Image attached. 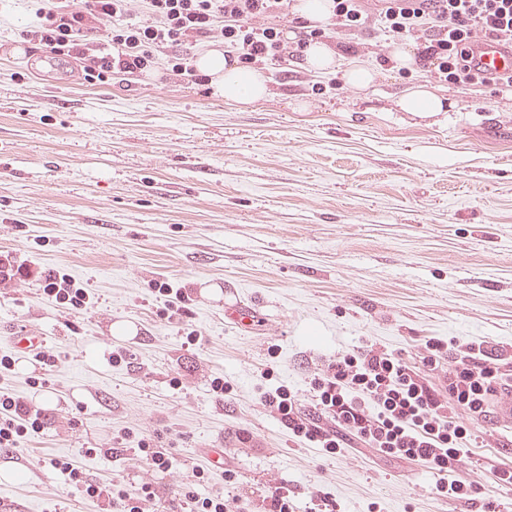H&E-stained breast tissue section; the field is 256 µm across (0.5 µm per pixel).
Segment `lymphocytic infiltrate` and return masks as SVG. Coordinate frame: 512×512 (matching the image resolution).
<instances>
[{
  "mask_svg": "<svg viewBox=\"0 0 512 512\" xmlns=\"http://www.w3.org/2000/svg\"><path fill=\"white\" fill-rule=\"evenodd\" d=\"M376 17L385 31L402 39L424 30L428 38L415 62L431 76L468 87L512 88V76H488L474 63L480 42L512 43V0H378ZM327 24L310 30L313 39L355 34L370 18L363 0H333ZM288 0H144L146 20H128L130 0H44L37 25L26 36L55 55L93 59L91 79L137 74L157 55L169 57L175 75L193 81L188 57L178 51L196 37H219L246 67L300 56L288 46L278 20ZM39 276L43 292L71 312L87 308L90 295L68 274H40L0 258V285ZM313 404L281 385L261 394L262 404L300 441L338 455L354 442L379 454L422 463L436 478V495L469 500L476 491L457 478L462 456L479 438L502 396L512 394V361L489 356L483 346L452 337L429 338L418 362L369 344L337 354L309 381ZM42 409L0 391V448H19L43 432ZM53 469L83 496L107 499L114 512H146L156 490L103 484L87 478L78 458L54 457Z\"/></svg>",
  "mask_w": 512,
  "mask_h": 512,
  "instance_id": "1",
  "label": "lymphocytic infiltrate"
}]
</instances>
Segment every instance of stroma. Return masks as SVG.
<instances>
[{
  "label": "stroma",
  "mask_w": 512,
  "mask_h": 512,
  "mask_svg": "<svg viewBox=\"0 0 512 512\" xmlns=\"http://www.w3.org/2000/svg\"><path fill=\"white\" fill-rule=\"evenodd\" d=\"M38 6L0 0V255L60 270L92 300L77 314L39 280L0 286V357L15 360L0 390L52 422L21 451L0 449V512H106L44 464L83 448L88 478L152 483L151 512H170L215 446L224 470L197 490L246 512H263L281 483L295 512H310L316 488L341 512H482L491 500L512 512L494 475L512 468L504 428L463 459L478 491L455 501L433 494L422 464L362 444L323 455L260 402L280 385L307 394L326 360L367 342L413 357L427 338L457 336L512 355V92L390 71L377 24L331 41L374 66L363 91L291 59L264 65L265 100L228 104L173 76L163 54L90 82V60L25 37ZM414 84L451 110L396 111ZM164 286L187 295L186 316L167 318ZM236 300L256 309L251 327L225 319ZM118 322L135 335H114ZM16 330L48 337L54 366L13 354ZM119 350L129 359L116 364ZM218 376L223 397L210 389ZM120 436L154 438L171 468L101 456Z\"/></svg>",
  "instance_id": "1"
}]
</instances>
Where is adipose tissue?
<instances>
[{
  "label": "adipose tissue",
  "mask_w": 512,
  "mask_h": 512,
  "mask_svg": "<svg viewBox=\"0 0 512 512\" xmlns=\"http://www.w3.org/2000/svg\"><path fill=\"white\" fill-rule=\"evenodd\" d=\"M304 66L319 73L341 71L345 83L357 90L368 89L374 82L376 71L363 63L341 65L340 56L329 44L310 40L302 48ZM196 69L209 80L214 92L226 103L246 105L263 99L267 94L262 74L242 67L236 58L226 52L213 50L199 56Z\"/></svg>",
  "instance_id": "obj_1"
}]
</instances>
